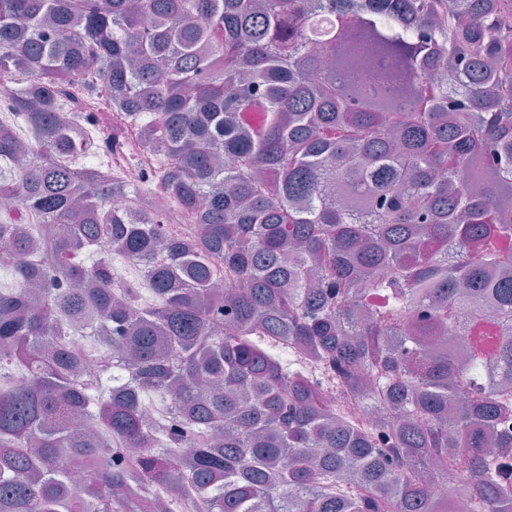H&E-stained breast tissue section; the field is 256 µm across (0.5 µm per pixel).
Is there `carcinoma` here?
I'll list each match as a JSON object with an SVG mask.
<instances>
[{"instance_id": "carcinoma-1", "label": "carcinoma", "mask_w": 512, "mask_h": 512, "mask_svg": "<svg viewBox=\"0 0 512 512\" xmlns=\"http://www.w3.org/2000/svg\"><path fill=\"white\" fill-rule=\"evenodd\" d=\"M0 82L35 133L27 166L0 126V207L42 224L0 215V512H450V461L512 512V0H0ZM73 86L128 114L197 243L87 161ZM114 251L157 304L113 292ZM274 338L390 411L339 419ZM460 472L454 463L448 462V467L444 469L441 476L435 483V496L442 500H448L451 493L454 492Z\"/></svg>"}]
</instances>
